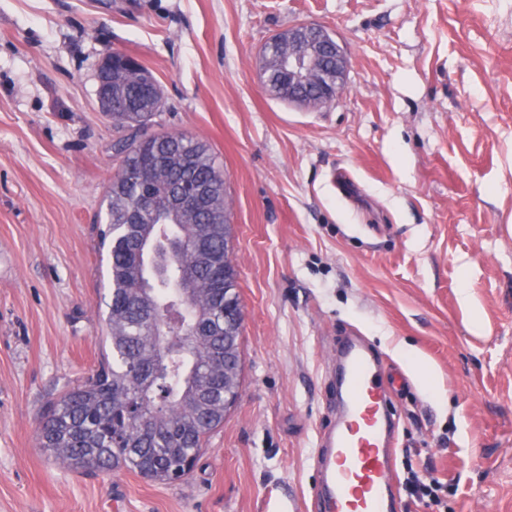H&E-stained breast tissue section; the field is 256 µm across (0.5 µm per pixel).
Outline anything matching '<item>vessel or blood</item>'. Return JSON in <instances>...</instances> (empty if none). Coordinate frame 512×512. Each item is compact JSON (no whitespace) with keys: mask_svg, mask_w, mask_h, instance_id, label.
I'll list each match as a JSON object with an SVG mask.
<instances>
[{"mask_svg":"<svg viewBox=\"0 0 512 512\" xmlns=\"http://www.w3.org/2000/svg\"><path fill=\"white\" fill-rule=\"evenodd\" d=\"M342 412L320 438L321 482L314 512H396L391 448L394 425L383 360L357 333L339 351Z\"/></svg>","mask_w":512,"mask_h":512,"instance_id":"vessel-or-blood-1","label":"vessel or blood"}]
</instances>
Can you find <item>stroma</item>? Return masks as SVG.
I'll use <instances>...</instances> for the list:
<instances>
[{
	"mask_svg": "<svg viewBox=\"0 0 512 512\" xmlns=\"http://www.w3.org/2000/svg\"><path fill=\"white\" fill-rule=\"evenodd\" d=\"M301 23L349 61L319 109L261 78ZM114 51L159 82L160 127L223 169L243 306L238 398L171 485L38 445L43 406L104 351ZM351 326L408 381L397 486L447 485L400 512H512V0H0V512H305ZM405 489L411 497L418 500H428L431 504L440 503V495L444 484L437 478H422L416 472L411 471L405 483Z\"/></svg>",
	"mask_w": 512,
	"mask_h": 512,
	"instance_id": "35a3bbf8",
	"label": "stroma"
}]
</instances>
